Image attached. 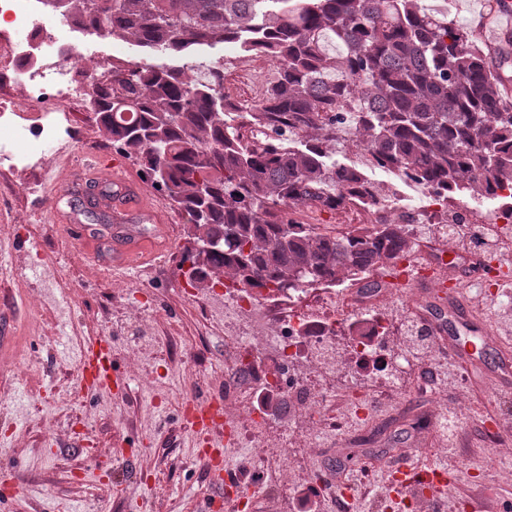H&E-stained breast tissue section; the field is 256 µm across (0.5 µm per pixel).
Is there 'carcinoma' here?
I'll return each instance as SVG.
<instances>
[{"label": "carcinoma", "instance_id": "carcinoma-1", "mask_svg": "<svg viewBox=\"0 0 512 512\" xmlns=\"http://www.w3.org/2000/svg\"><path fill=\"white\" fill-rule=\"evenodd\" d=\"M75 27L132 40L151 52L186 55L234 37L268 52L277 77L253 129L224 102V63L200 78L183 66L115 61L94 83L89 106L112 147L134 153L145 178L188 216L186 238L213 226L224 247L190 281L225 275L238 286L286 293L361 282L407 254L404 225L383 216L347 232L288 220L284 205L373 199L360 174L335 159L342 107L359 142L381 162L449 200L509 190L512 101L464 28L417 0H48ZM341 51L327 49V39Z\"/></svg>", "mask_w": 512, "mask_h": 512}]
</instances>
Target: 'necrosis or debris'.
<instances>
[{"label":"necrosis or debris","instance_id":"necrosis-or-debris-1","mask_svg":"<svg viewBox=\"0 0 512 512\" xmlns=\"http://www.w3.org/2000/svg\"><path fill=\"white\" fill-rule=\"evenodd\" d=\"M66 25L64 18H52L41 0H0V83L25 88L24 98H0V168L37 165L42 147L56 140L57 127L67 121L69 104L88 87L87 78L74 66L75 46L59 44L53 32ZM223 57L237 73L236 83L224 87L225 99L237 103L245 97L250 106H260L268 86L266 55H242L229 40ZM382 204L389 222L405 225L413 245L420 229L439 230L446 224L475 227L483 251L489 247L490 232L512 233V217L503 212L478 219L470 208L448 206L432 187L409 180L402 193L383 198ZM391 299V291L384 288L357 294L330 284L277 295L265 288L225 289L224 347L250 369L237 395L245 423L235 430L236 445L253 448L263 463L283 464L294 439L314 447L345 431L343 418L325 412L329 390L313 392L299 380L283 383L282 369L304 365L320 377L343 369L356 375V387L366 392L398 389V369L415 362L417 355L410 350L394 354L379 346L377 333L387 325L381 310ZM257 390L269 397L285 394L307 406L315 417L312 427L285 436L276 448L260 442L256 431L264 417L252 405Z\"/></svg>","mask_w":512,"mask_h":512}]
</instances>
